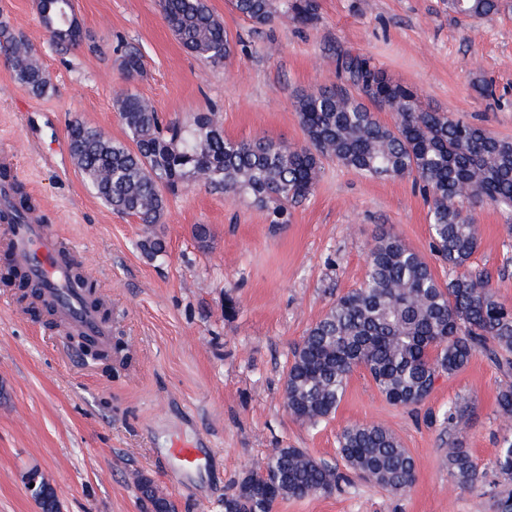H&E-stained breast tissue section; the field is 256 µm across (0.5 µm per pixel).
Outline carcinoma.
Segmentation results:
<instances>
[{"label": "carcinoma", "mask_w": 512, "mask_h": 512, "mask_svg": "<svg viewBox=\"0 0 512 512\" xmlns=\"http://www.w3.org/2000/svg\"><path fill=\"white\" fill-rule=\"evenodd\" d=\"M234 11L255 26L280 11L302 23L317 18L316 0H230ZM169 30L191 55L221 64L235 46L224 23L205 0H159ZM448 9L472 17L499 10L498 0H448ZM22 30L0 28V60L31 93L50 89L46 72L33 57ZM134 48L122 62L124 78L140 73ZM338 72L361 86L372 101L395 112L380 122L344 89L318 90L297 97L295 110L306 138L303 146L266 136L237 141L224 136L214 112L189 125L165 123L152 103L130 90L115 98L126 138L114 139L78 119L69 127L70 149L96 196L113 212L133 216L144 227L140 250L155 259L167 254L161 224L169 197L190 186L240 196L266 210L269 223H288V206L306 199L330 159L371 177L418 180L429 202L434 255L454 272L448 282L400 238L382 232L367 256L361 285L332 301L293 350L284 386L285 406L295 419L316 424L335 413L352 372L364 368L387 401L419 405L440 374L453 375L478 353L512 371V307L501 302L491 277L470 260L479 246L478 225L463 202L512 208V140L447 112L425 110L417 94L392 81L367 61L347 57ZM497 402L512 422V384ZM339 452L357 475L400 492L416 477L414 459L383 425L354 424L339 436ZM498 470L512 479V434L503 437ZM448 471L461 485L480 474L469 450L448 442ZM340 478L336 468L301 448H281L250 470L224 496V512H272L287 498L329 493ZM143 507L175 512L174 505L139 474Z\"/></svg>", "instance_id": "carcinoma-1"}]
</instances>
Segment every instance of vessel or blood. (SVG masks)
<instances>
[{
  "label": "vessel or blood",
  "mask_w": 512,
  "mask_h": 512,
  "mask_svg": "<svg viewBox=\"0 0 512 512\" xmlns=\"http://www.w3.org/2000/svg\"><path fill=\"white\" fill-rule=\"evenodd\" d=\"M5 247L13 264L39 285L64 330L86 336L95 349L109 348L112 328L75 287L78 254L62 248L56 230L30 214L24 223L11 225Z\"/></svg>",
  "instance_id": "vessel-or-blood-1"
}]
</instances>
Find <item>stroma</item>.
I'll list each match as a JSON object with an SVG mask.
<instances>
[{"instance_id":"obj_1","label":"stroma","mask_w":512,"mask_h":512,"mask_svg":"<svg viewBox=\"0 0 512 512\" xmlns=\"http://www.w3.org/2000/svg\"><path fill=\"white\" fill-rule=\"evenodd\" d=\"M206 3L238 43L218 66L182 47L158 0H74L89 39L68 52L51 44L35 0H0V22L30 36L51 83L33 95L0 63V155L45 223L78 249L112 326L111 364L92 362L34 294L0 282V512H41L21 479L34 467L60 512H140L141 473L176 512H224L225 494L277 449L343 467L339 436L361 423L389 427L407 448L412 486L392 492L349 472L331 494L280 501L273 512H494L495 495L512 488L496 467L506 377L483 355L439 376L414 408L391 405L361 368L317 426L284 404L293 349L360 285L374 235L392 233L430 256L429 208L411 178H369L325 161L312 194L278 226L248 201L194 188L169 199L168 253L152 260L138 247L137 219L112 213L86 185L68 126L78 118L123 138L113 102L128 88L166 122L214 112L228 138L300 144L297 96L339 86L337 61L352 55L413 88L423 108L512 139V0L482 18L446 0H317L314 22L281 13L260 29L228 0ZM128 47L143 70L127 82ZM470 211L480 236L471 263L512 306V210ZM197 224L210 228L207 246L193 236ZM455 404L466 412L450 425L444 414ZM452 437L478 466L473 486L448 473ZM177 439L202 443L197 469L170 455Z\"/></svg>"}]
</instances>
